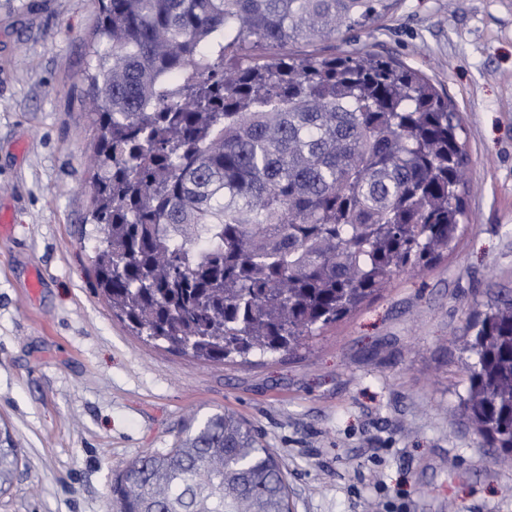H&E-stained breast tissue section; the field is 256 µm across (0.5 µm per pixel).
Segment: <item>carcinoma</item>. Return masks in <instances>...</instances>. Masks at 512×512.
Returning <instances> with one entry per match:
<instances>
[{
	"label": "carcinoma",
	"instance_id": "carcinoma-1",
	"mask_svg": "<svg viewBox=\"0 0 512 512\" xmlns=\"http://www.w3.org/2000/svg\"><path fill=\"white\" fill-rule=\"evenodd\" d=\"M398 0H99L84 95L96 289L210 363L293 352L455 248L464 127L368 48L299 57ZM464 409L512 461V298L474 324ZM19 458L0 431V494ZM117 512H290L278 453L224 410L112 482Z\"/></svg>",
	"mask_w": 512,
	"mask_h": 512
}]
</instances>
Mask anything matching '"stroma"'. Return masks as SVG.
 I'll return each instance as SVG.
<instances>
[{
	"label": "stroma",
	"mask_w": 512,
	"mask_h": 512,
	"mask_svg": "<svg viewBox=\"0 0 512 512\" xmlns=\"http://www.w3.org/2000/svg\"><path fill=\"white\" fill-rule=\"evenodd\" d=\"M98 17L97 0H0V205L15 225L0 238V424L20 455L0 512H115L130 461L224 409L280 455L292 512H512V466L461 407L469 325L512 296V0H400L317 48L373 49L448 97L468 221L452 251L296 353L236 364L137 336L95 288L83 78Z\"/></svg>",
	"instance_id": "stroma-1"
}]
</instances>
